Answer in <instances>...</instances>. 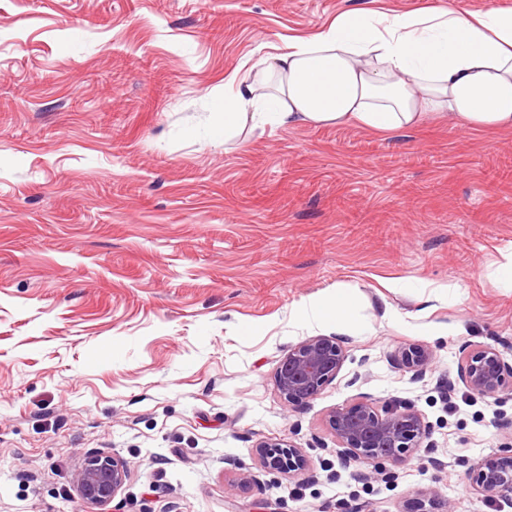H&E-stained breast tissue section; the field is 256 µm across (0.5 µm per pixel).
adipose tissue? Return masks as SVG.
<instances>
[{"instance_id": "obj_1", "label": "adipose tissue", "mask_w": 512, "mask_h": 512, "mask_svg": "<svg viewBox=\"0 0 512 512\" xmlns=\"http://www.w3.org/2000/svg\"><path fill=\"white\" fill-rule=\"evenodd\" d=\"M264 82L232 76L224 133L257 125L405 132L439 117L471 130H512V10L347 11L319 34L262 60ZM357 295L336 289L301 319L352 322Z\"/></svg>"}]
</instances>
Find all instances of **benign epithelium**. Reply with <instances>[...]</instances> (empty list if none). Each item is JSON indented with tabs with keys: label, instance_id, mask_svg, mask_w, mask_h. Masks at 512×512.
Segmentation results:
<instances>
[{
	"label": "benign epithelium",
	"instance_id": "7a95c632",
	"mask_svg": "<svg viewBox=\"0 0 512 512\" xmlns=\"http://www.w3.org/2000/svg\"><path fill=\"white\" fill-rule=\"evenodd\" d=\"M345 341L338 335L312 336L290 348L279 361L275 381L284 402L303 405L316 398L336 379L346 360ZM395 368L423 380L433 370L431 350L420 344L398 347L391 355ZM458 380L475 395L494 398L512 394V363L492 345L462 349ZM326 424L343 448L345 465L363 464L368 474L387 473L386 465L407 461L422 447L430 427L408 403L377 407L370 400L339 406L329 412ZM266 471L296 472L307 467L302 452L284 439L267 438L255 445ZM128 465L114 456L93 455L86 459L77 491L86 503L104 507L124 485ZM474 486L487 497L512 508V442L500 453L485 458L471 474Z\"/></svg>",
	"mask_w": 512,
	"mask_h": 512
}]
</instances>
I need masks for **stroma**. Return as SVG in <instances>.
<instances>
[{"label":"stroma","instance_id":"stroma-1","mask_svg":"<svg viewBox=\"0 0 512 512\" xmlns=\"http://www.w3.org/2000/svg\"><path fill=\"white\" fill-rule=\"evenodd\" d=\"M512 0H0V512H401L432 490L501 512L470 470L512 441V396L449 387L464 345L512 359V131L245 122L217 135L224 81L349 10ZM359 296L356 326L303 303ZM342 334L348 357L285 405L281 357ZM427 346L424 380L396 347ZM368 397L430 437L354 483L326 426ZM284 438L309 460L266 472ZM127 479L105 508L87 456ZM243 482L228 493L233 482ZM261 466L266 471L296 472L305 470L307 459L298 448H293L285 439L267 438L255 445ZM128 465L114 456L93 455L86 459L78 480L77 491L86 503L104 507L124 485Z\"/></svg>","mask_w":512,"mask_h":512}]
</instances>
